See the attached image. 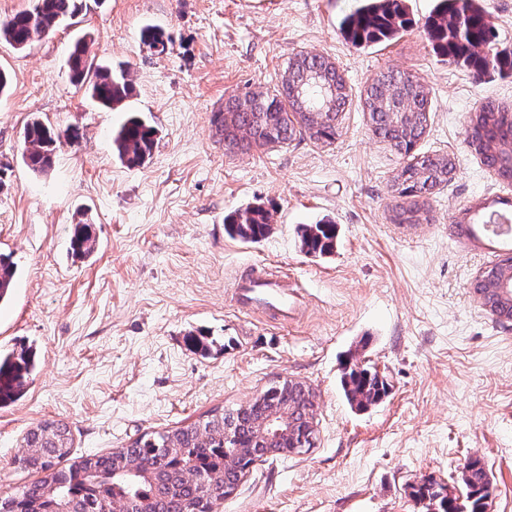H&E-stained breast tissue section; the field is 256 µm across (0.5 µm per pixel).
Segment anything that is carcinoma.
<instances>
[{
    "label": "carcinoma",
    "mask_w": 512,
    "mask_h": 512,
    "mask_svg": "<svg viewBox=\"0 0 512 512\" xmlns=\"http://www.w3.org/2000/svg\"><path fill=\"white\" fill-rule=\"evenodd\" d=\"M84 0H32L30 8L0 20V39L16 49L47 36L79 14ZM403 0H359V6L341 22V30L353 46L370 47L392 41L407 26ZM433 50L448 62L466 69L477 82L493 74H512V52L495 47L494 25L482 0H437L426 22ZM141 39L159 52L167 42L157 30L147 27ZM73 79L87 86L92 99L112 109L132 93L123 65H98L88 60V44L75 42L69 55ZM288 101L275 94L254 91L244 104L228 103L229 118L219 113L214 123L224 125V149L247 151L257 141L273 137L285 144L303 133L316 141L329 142L336 136V119L349 94L334 62L320 55L299 54L288 62ZM363 111L369 113L372 132L399 154L410 158L397 173L395 192L409 200L399 206L398 218L411 221L423 210L434 190L448 182L455 166L452 158L440 154L414 153L427 127L428 98L422 83L405 71H387L365 90ZM504 109L492 101L484 103L470 121L468 144L484 165L499 178L512 181V123ZM59 136L39 119L23 130V161L36 172L53 163ZM121 160L140 165L154 146V129L136 116L129 118L113 135ZM231 234L243 241H257L270 231L269 214L260 206L247 207L229 218ZM336 225L329 222L304 227L302 247L309 253L332 252ZM95 246L90 225L77 224L71 238L73 255L86 257ZM16 267L0 255V301L13 286ZM483 305L492 311L512 314V256L500 260L477 283ZM31 349H0V406L16 401L26 389L35 369ZM342 388L351 405L366 409L387 395V381L375 370L353 366L343 372ZM278 400L273 388L263 392L247 407L213 410L207 415L163 433L145 435L125 448L106 454L75 458L66 468L57 465L70 458L72 438L67 425L46 421L40 432L28 431L26 446L35 452L21 464L43 477L0 499V512H103L112 497L136 493L145 512H192L198 486L183 476L186 465L209 480L211 499L224 497V488L239 483L253 463L250 456L235 457L224 441V431L233 433L232 444L266 445L255 436L256 420ZM313 396L299 390L291 398L294 422L303 423L312 412ZM465 501L448 497L445 486L428 480L415 490V498L427 500L434 512H485L488 475L478 459L468 463Z\"/></svg>",
    "instance_id": "obj_1"
}]
</instances>
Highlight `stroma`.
Listing matches in <instances>:
<instances>
[{
    "label": "stroma",
    "mask_w": 512,
    "mask_h": 512,
    "mask_svg": "<svg viewBox=\"0 0 512 512\" xmlns=\"http://www.w3.org/2000/svg\"><path fill=\"white\" fill-rule=\"evenodd\" d=\"M395 41L357 48L341 29L356 0H93L75 24L17 50L0 41L11 77L0 95V253L17 275L0 303V348L25 346L37 369L0 407V496L35 479L20 467L23 437L64 422L73 456L103 454L147 434L260 395L278 378L316 393L313 447L255 462L216 512H430L413 491L434 479L461 494L481 460L488 512H512V320L486 310L470 284L512 251L465 234L480 203L512 199L467 143L485 101L512 106V77L476 82L438 57L423 27L435 0H406ZM163 32L159 53L145 26ZM128 67L132 94L97 106L71 79L70 50ZM335 61L349 92L336 137L227 152L213 119L231 97L277 88L295 54ZM407 71L430 112L419 152L454 156L453 178L419 220L400 224L393 179L405 164L370 128L361 98L380 72ZM137 116L156 130L139 166L112 133ZM38 118L60 132L47 173L22 160V130ZM271 215L256 242L227 218ZM329 219L327 255L301 247L303 225ZM92 226L95 250L70 241ZM300 296L286 319L243 311L235 280L253 271ZM389 384L360 410L344 397L346 363ZM90 224H76L71 238L73 255L86 257L90 255L95 246V240L90 232Z\"/></svg>",
    "instance_id": "1"
}]
</instances>
